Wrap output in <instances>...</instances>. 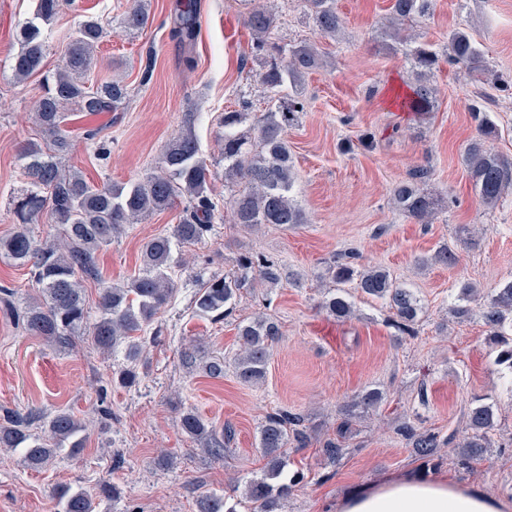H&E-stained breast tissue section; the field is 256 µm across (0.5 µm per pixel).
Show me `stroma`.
<instances>
[{
    "mask_svg": "<svg viewBox=\"0 0 512 512\" xmlns=\"http://www.w3.org/2000/svg\"><path fill=\"white\" fill-rule=\"evenodd\" d=\"M176 2L150 0L149 20L132 37L119 26L130 0L61 6L43 29L41 72L20 83L11 62L36 0H0V237L14 231L13 201L27 187L20 151L40 138L30 110L43 75L59 66L70 35L89 16L110 22L90 83L119 78L129 95L111 112L71 110L72 148L64 165L98 184L143 180L156 170L165 144L182 132L184 114L194 112L201 155L217 171L211 198L218 216L209 237L174 252L176 290L152 324L159 337L146 343L135 387L113 385V359L90 339L59 353L0 311V407L69 409L92 420L78 434L82 450L62 449L44 469L26 468L19 453L0 449V512H56L53 488L89 490L105 479L124 492L108 512H123L128 503L138 512H196L203 493L223 495L237 512H249L246 486L266 463L259 428L279 409L302 416L307 441L288 448L286 471L303 478L278 512H334L346 492L406 471L444 475L512 501V372L497 364L480 314L494 288L512 280V189L495 207L484 206L463 162L476 134L475 105L498 125L492 148L512 158V0H433L428 16L407 23L417 42L439 51L451 31L467 30L486 65L469 70L440 59L430 77L434 108L425 116L400 105L416 75L405 47H388L381 38L390 0H336L342 26L333 38L319 35L303 0H196L199 27L187 51L169 35ZM255 6L272 15L280 43L313 42L323 59L304 77V110L286 132L292 194L306 218L288 228L231 223L232 200L244 186L225 180L219 162L222 113H247L242 130L253 137L271 105L272 94L259 80L264 60L246 23ZM187 52L194 68L183 63ZM490 70L496 81H488ZM367 133L374 136L369 147L362 142ZM420 168L428 172L422 188L438 200L425 224L393 203L395 185ZM184 207L180 200L130 225L99 252V278L83 283L89 309H96L104 286L137 274L143 244L170 231ZM444 245L455 254L454 264L434 261ZM244 253L279 263L289 280L241 290L223 321L197 316L193 298L200 285L236 275ZM344 255L360 268L388 269L416 293L423 306L416 335H399L392 311L354 287L350 320L337 321L321 309L331 286L325 268ZM464 283L477 295L468 303L470 316L455 319L448 309ZM257 316L280 329L262 381L241 383L230 367L220 378L184 367L181 354L191 341L202 355L233 361L238 324ZM369 389L382 392V402L354 420L343 458L329 462L322 447L335 438L343 406ZM480 402L492 406L496 426L491 448L473 470L459 468L448 447L433 460L422 459L395 432L411 416L419 430L463 439L464 415ZM104 405L112 418L103 423L96 410ZM184 406L233 429L223 459L208 458L181 430ZM163 449L172 456L166 466L157 460Z\"/></svg>",
    "mask_w": 512,
    "mask_h": 512,
    "instance_id": "1",
    "label": "stroma"
}]
</instances>
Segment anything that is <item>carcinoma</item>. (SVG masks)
I'll return each mask as SVG.
<instances>
[{"instance_id":"obj_1","label":"carcinoma","mask_w":512,"mask_h":512,"mask_svg":"<svg viewBox=\"0 0 512 512\" xmlns=\"http://www.w3.org/2000/svg\"><path fill=\"white\" fill-rule=\"evenodd\" d=\"M305 2L318 31L336 35L341 19L334 7L335 0ZM431 5L432 0H392L391 12L397 22L412 21L428 15ZM60 6L61 0H36L33 17L19 31L20 49L12 62L17 80L24 81L40 70L45 54L41 27L51 23ZM148 17L145 0H131L121 27L132 35L145 26ZM272 23V15L263 8L249 12L248 25L256 39L255 49L271 57L260 73V81L279 94L288 87H297L305 74L317 69L320 62L316 49L307 43L284 48L269 41ZM197 27V10L192 0H181L177 3L170 37L184 47L189 46L196 38ZM107 33L104 22L97 18L81 22L61 67L45 76L42 94L34 102L32 119L40 128L43 140L29 142L22 148L27 193L15 208L17 227L9 236L0 238V259L29 268L37 295L19 308L13 302L14 290L1 286L0 301L31 335L42 338L59 352L70 349L84 336L103 353L123 352V362L113 366L112 381L132 387L139 379L144 333L175 291L173 247L194 245L212 230L216 206L210 191L215 171L200 157L199 143L191 131L196 119L193 112L184 114L185 132L166 143L158 171L143 182L99 186L81 171L60 165L61 156L72 147L64 129L68 117L65 108L76 105L82 112H107L128 96L127 86L118 79L86 85L85 76ZM409 59L418 70V83L404 104L413 112H429L434 106V91L424 77L437 66L439 53L422 44L410 50ZM448 62L469 69L483 67L481 51L467 32L454 30L449 34ZM302 109L297 97L282 98L258 128L259 150L255 153L248 149L247 139L238 131L249 113L232 111L221 117L225 173L246 185V191L233 200V223L288 227L304 222L301 208L289 195L293 164L285 139L286 129ZM471 112L478 121V136L465 148L464 162L476 195L483 204L493 206L505 189L512 186V162L487 146L489 140L498 136L495 123L477 107L471 108ZM425 177L426 172L419 169L412 180L398 184L393 190L397 208L421 223L428 221L435 206L433 197L419 185ZM179 198L188 203L183 219L169 232L144 243L138 274L120 284L104 287L98 302L99 315L89 320L82 281L98 278V253L110 246L127 225L172 208ZM43 218L58 225L57 236L51 240L36 238L31 229V225ZM237 265L244 271L241 276H214L198 289L194 308L199 316L223 319L230 315L232 302L240 290L252 285L253 280L277 285L283 279L284 270L259 255L244 254L238 258ZM326 276L338 285L356 282L361 293L385 302L393 310L395 327L400 333H414L421 312L420 300L411 290L399 285L387 270L375 267L358 271L349 263H335L326 269ZM321 308L338 321H346L353 315L352 304L342 294L328 297L321 302ZM481 317L490 329L489 341L500 347L497 362L506 363L512 369V334H508L512 331V280L494 289L482 308ZM277 336V324L264 317L238 325L240 353L234 359L233 369L242 382L256 383L264 378L270 348ZM197 352L195 347L182 353L186 368H200L212 378L224 376V358L213 356L199 361ZM381 400V393L375 390L359 396L347 405L342 427H348L351 419L369 412ZM302 422L300 415L279 410L268 414L260 426L259 445L266 469L263 477L249 481L246 492L254 512H277L280 501L288 498L300 480L298 475L288 476L285 468L288 445L295 442L300 446L307 441L306 433L300 429ZM180 425L207 455L214 459L224 457V441L232 435L230 428L217 430L191 407L181 413ZM494 427L492 406L479 404L469 410L468 433L459 443L452 435L444 439L436 433L420 432L409 420L398 425L397 433L422 458L454 444L458 448V464L470 468L491 447L489 432ZM80 431L81 418L68 409L53 413L6 409L0 415V448L21 449L22 464L38 470L53 463L66 445L79 450L81 441L76 436ZM53 496L61 512H99L103 503L120 501L122 491L117 484L103 481L91 491H72L61 486L53 491ZM196 507L197 512H237L224 497L213 493L200 495Z\"/></svg>"}]
</instances>
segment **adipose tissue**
<instances>
[{"label": "adipose tissue", "mask_w": 512, "mask_h": 512, "mask_svg": "<svg viewBox=\"0 0 512 512\" xmlns=\"http://www.w3.org/2000/svg\"><path fill=\"white\" fill-rule=\"evenodd\" d=\"M336 512H512V503L442 476L406 472L337 499Z\"/></svg>", "instance_id": "adipose-tissue-1"}]
</instances>
